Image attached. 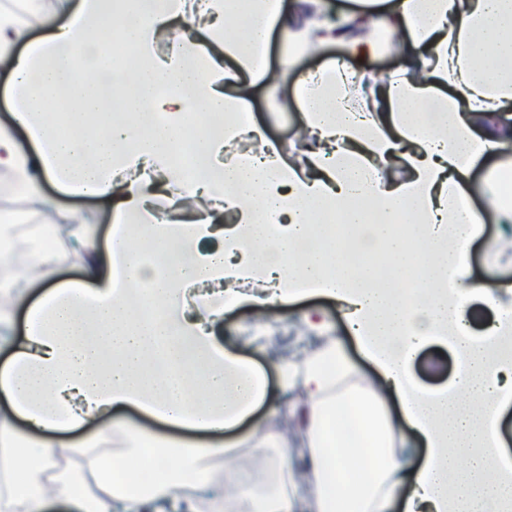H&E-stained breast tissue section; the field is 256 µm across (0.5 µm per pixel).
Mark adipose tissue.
I'll use <instances>...</instances> for the list:
<instances>
[{
    "label": "adipose tissue",
    "instance_id": "ef3b65f1",
    "mask_svg": "<svg viewBox=\"0 0 512 512\" xmlns=\"http://www.w3.org/2000/svg\"><path fill=\"white\" fill-rule=\"evenodd\" d=\"M50 12L59 23L32 37ZM344 19L369 35L338 30L322 0L290 11L283 0H248L243 12L235 0H18L0 10L11 112L0 124V189L21 188L50 211V181L114 207L104 260L80 214L69 216L67 252L40 241L41 225L0 223V512H166L171 501L183 512H512V458L501 450L512 301L467 270L482 225L512 224V0H350ZM280 29L290 42L274 69ZM115 42L138 71L113 68ZM336 44L346 64L294 74L298 58ZM392 44L399 70L364 67ZM259 83L300 104L301 147L240 123ZM52 98L60 111L47 110ZM484 159L479 211L470 177ZM327 214L339 225L323 223ZM72 251L82 280L55 281ZM412 273L416 294L404 288ZM40 285L15 331L14 308ZM310 296L336 301L376 380L318 309L300 318L314 348L278 364L276 390L218 338L240 305L262 318ZM473 301L493 314L480 335L466 316ZM433 343L457 370L428 389L412 369ZM393 399L420 461L389 413ZM274 400L304 431L305 459L254 423ZM129 408L168 433L123 423L121 452L101 451L96 423ZM230 448L276 449L268 479L228 470L222 494L203 498Z\"/></svg>",
    "mask_w": 512,
    "mask_h": 512
}]
</instances>
